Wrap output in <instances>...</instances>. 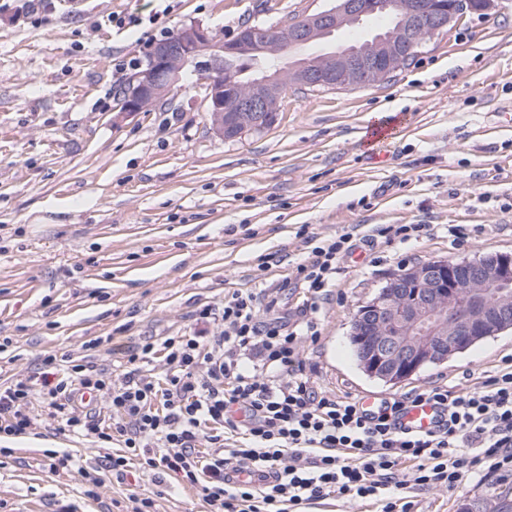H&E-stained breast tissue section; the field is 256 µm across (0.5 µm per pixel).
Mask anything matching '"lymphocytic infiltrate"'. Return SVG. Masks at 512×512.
Listing matches in <instances>:
<instances>
[{
    "instance_id": "obj_1",
    "label": "lymphocytic infiltrate",
    "mask_w": 512,
    "mask_h": 512,
    "mask_svg": "<svg viewBox=\"0 0 512 512\" xmlns=\"http://www.w3.org/2000/svg\"><path fill=\"white\" fill-rule=\"evenodd\" d=\"M429 224H356L314 246L292 270L310 296L309 313L293 322L275 315L269 289L235 288L222 303L196 310L191 336L146 337L128 354L120 382L112 368L84 360L60 366L48 355L34 375L0 386V439L39 427L32 393L74 436L122 447L104 467L123 474L130 463L168 471L193 487L209 512H297L334 495L375 501L379 512H412L407 486L456 489L469 474L512 472V364L478 388L444 385L393 397L366 411L359 402L320 390L304 373L299 345L319 337L316 313L327 300L341 259L355 240L407 242ZM162 357L163 377L149 363ZM108 397V415L83 409L84 393ZM438 406L437 431L404 433L395 423L408 406ZM272 473L267 485H232L226 465Z\"/></svg>"
}]
</instances>
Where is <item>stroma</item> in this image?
Wrapping results in <instances>:
<instances>
[{"label": "stroma", "instance_id": "35a3bbf8", "mask_svg": "<svg viewBox=\"0 0 512 512\" xmlns=\"http://www.w3.org/2000/svg\"><path fill=\"white\" fill-rule=\"evenodd\" d=\"M330 0H0V384L30 374L39 356L80 358L106 338L112 378L141 336L190 335L196 309L228 288L277 284L278 309L301 319L306 298L287 286L308 238L352 224H435L434 235L358 244L339 264L316 314L320 338L300 347L305 372L339 397L380 398L436 382L466 392L512 358V330L397 385L365 375L349 340L359 305L394 273L433 259L512 252V0L471 13L428 40L380 83L312 91L287 83L275 124L227 139L214 130L203 83L176 87L148 111L122 112L133 69L147 63L149 18L170 30L200 23L232 35L280 29ZM140 25L116 28L114 15ZM396 133L364 140L369 118ZM465 224L452 243L445 227ZM273 258L260 271L262 258ZM47 434L9 440L0 461V512L33 503L50 512H204L196 492L132 466L108 474L98 498L76 474L51 473L43 451L84 466L104 451L74 438L40 401ZM512 476L465 479L455 491L406 489L415 512H490Z\"/></svg>", "mask_w": 512, "mask_h": 512}]
</instances>
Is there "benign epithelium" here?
<instances>
[{"label": "benign epithelium", "mask_w": 512, "mask_h": 512, "mask_svg": "<svg viewBox=\"0 0 512 512\" xmlns=\"http://www.w3.org/2000/svg\"><path fill=\"white\" fill-rule=\"evenodd\" d=\"M495 0H336L306 14L270 38L241 28L229 38L201 24L183 26L171 41L154 45L147 64L128 82L124 112H142L194 73L206 77L214 130L226 138L271 127L286 82L327 88L367 86L384 80L424 43L467 12ZM395 10L394 28L350 48L333 46L337 32ZM324 44L323 52L293 62L287 77L261 68L275 50ZM249 65L251 75L224 79V61ZM512 328V254L473 260L434 259L392 276L351 321L362 365L373 378L400 383L448 361L478 341Z\"/></svg>", "instance_id": "7a95c632"}]
</instances>
